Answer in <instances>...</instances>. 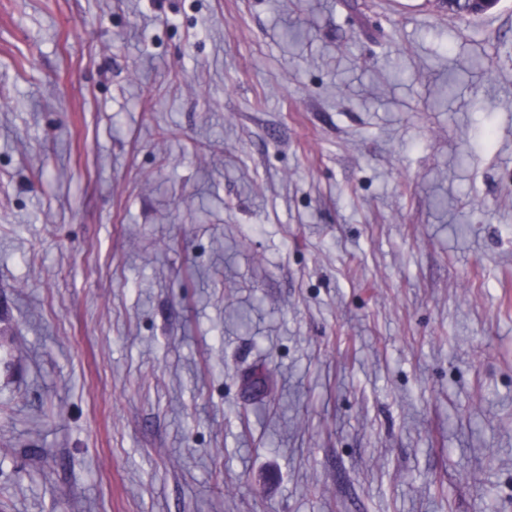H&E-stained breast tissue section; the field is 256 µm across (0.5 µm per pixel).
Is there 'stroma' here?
<instances>
[{
  "instance_id": "35a3bbf8",
  "label": "stroma",
  "mask_w": 512,
  "mask_h": 512,
  "mask_svg": "<svg viewBox=\"0 0 512 512\" xmlns=\"http://www.w3.org/2000/svg\"><path fill=\"white\" fill-rule=\"evenodd\" d=\"M0 512H512V0H0Z\"/></svg>"
}]
</instances>
